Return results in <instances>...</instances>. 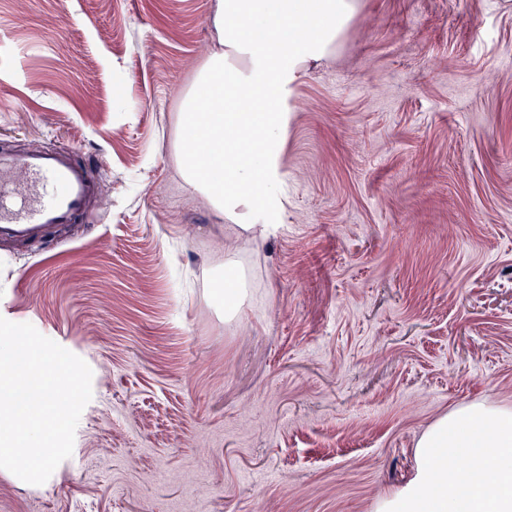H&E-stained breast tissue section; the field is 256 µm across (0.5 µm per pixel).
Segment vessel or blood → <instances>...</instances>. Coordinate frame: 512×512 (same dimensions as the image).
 Wrapping results in <instances>:
<instances>
[{"label": "vessel or blood", "instance_id": "obj_1", "mask_svg": "<svg viewBox=\"0 0 512 512\" xmlns=\"http://www.w3.org/2000/svg\"><path fill=\"white\" fill-rule=\"evenodd\" d=\"M92 170L51 147L0 150V241H36L75 223L96 196Z\"/></svg>", "mask_w": 512, "mask_h": 512}]
</instances>
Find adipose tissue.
I'll use <instances>...</instances> for the list:
<instances>
[{
	"mask_svg": "<svg viewBox=\"0 0 512 512\" xmlns=\"http://www.w3.org/2000/svg\"><path fill=\"white\" fill-rule=\"evenodd\" d=\"M358 0H215L216 48L180 105L181 126L202 157H182L188 191L241 229L268 235L285 209L280 157L286 100L309 65L332 53ZM251 27L239 25L241 17ZM254 100L243 111L239 99Z\"/></svg>",
	"mask_w": 512,
	"mask_h": 512,
	"instance_id": "adipose-tissue-1",
	"label": "adipose tissue"
}]
</instances>
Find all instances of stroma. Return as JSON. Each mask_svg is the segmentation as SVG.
Returning a JSON list of instances; mask_svg holds the SVG:
<instances>
[{"mask_svg": "<svg viewBox=\"0 0 512 512\" xmlns=\"http://www.w3.org/2000/svg\"><path fill=\"white\" fill-rule=\"evenodd\" d=\"M213 4L0 0V148L76 149L98 188L0 243V317L93 372L72 456L0 469V512H374L438 418L512 407V0H359L292 88L263 238L181 176ZM249 279L246 268L236 259L224 265V312L227 320L236 317L248 293Z\"/></svg>", "mask_w": 512, "mask_h": 512, "instance_id": "stroma-1", "label": "stroma"}]
</instances>
